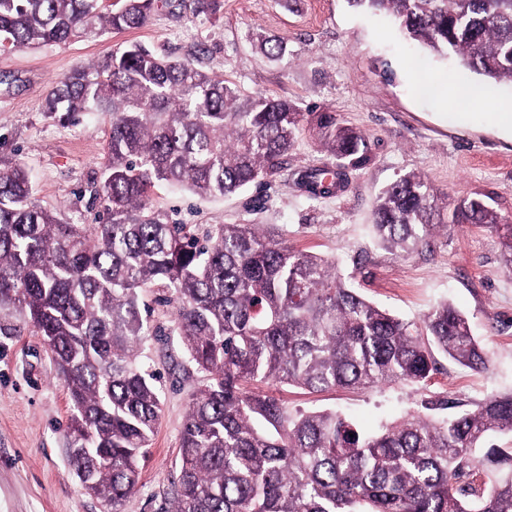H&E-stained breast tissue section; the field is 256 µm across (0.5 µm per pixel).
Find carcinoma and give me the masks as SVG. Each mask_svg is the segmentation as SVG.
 Listing matches in <instances>:
<instances>
[{
    "mask_svg": "<svg viewBox=\"0 0 512 512\" xmlns=\"http://www.w3.org/2000/svg\"><path fill=\"white\" fill-rule=\"evenodd\" d=\"M391 14L434 56L512 83V0H348ZM155 0H0V48L95 41L138 29ZM219 0L193 18L218 20ZM271 60L287 44L260 42ZM45 111L112 113L108 156L90 224H67L30 201L22 167L0 169V303L20 306L68 385L70 465L85 491L121 512L138 485L161 412L143 293L175 307L191 394L172 485L173 512H512V451L477 450L512 434V393L436 421L410 414L365 432L331 410L292 411L244 391L261 381L322 392L422 383L436 370L431 341L455 363L488 365L468 317L443 302L420 324L373 304L336 262L297 250L275 224H213L198 236L151 201L158 183L199 197L267 181L288 165L304 125L334 165L309 170L310 199L333 195L367 160L363 136L336 113L239 90L190 61L121 44L55 83ZM377 241L393 253L429 245L465 221L500 234L512 272V224L480 198L452 215L428 182L405 174L380 194Z\"/></svg>",
    "mask_w": 512,
    "mask_h": 512,
    "instance_id": "obj_1",
    "label": "carcinoma"
}]
</instances>
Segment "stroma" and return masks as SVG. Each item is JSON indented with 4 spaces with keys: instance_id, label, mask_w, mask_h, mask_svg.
I'll return each mask as SVG.
<instances>
[{
    "instance_id": "stroma-1",
    "label": "stroma",
    "mask_w": 512,
    "mask_h": 512,
    "mask_svg": "<svg viewBox=\"0 0 512 512\" xmlns=\"http://www.w3.org/2000/svg\"><path fill=\"white\" fill-rule=\"evenodd\" d=\"M219 16L216 25L202 26L161 4L143 27L95 42L0 52V168L24 167L38 206L71 224L91 222L90 186L107 160L112 116L75 121L45 112L44 104L59 79L121 43L192 60L248 94L337 113L370 146L367 163L341 192L310 201L298 185L299 173L331 161L307 129L288 154L287 175L206 199L159 184L152 202L199 231L212 224L279 225L291 245L335 260L366 299L405 320L420 322L434 305L450 302L470 318L489 354L484 371L438 355V371L421 384L322 393L274 387L290 410L334 409L376 431L409 412L448 418L512 391V272L501 262L497 235L452 224L431 249L403 257L380 248L368 230L379 194L407 173L422 176L440 203L453 208L480 198L512 223V131L493 118L512 107V84L486 85L483 105L469 107L468 120L452 119L446 105L418 93L419 78L443 77L461 87L477 75L452 58L425 57L416 67L421 49L386 13L357 12L347 0H221ZM259 35L285 41V56L272 62L258 53L252 40ZM145 299L153 304L149 355L162 411L138 488L121 510L171 512L180 434L200 376L175 331L172 307L155 304L150 292ZM69 417L68 386L41 336L19 308L0 305V512H101L69 467Z\"/></svg>"
}]
</instances>
